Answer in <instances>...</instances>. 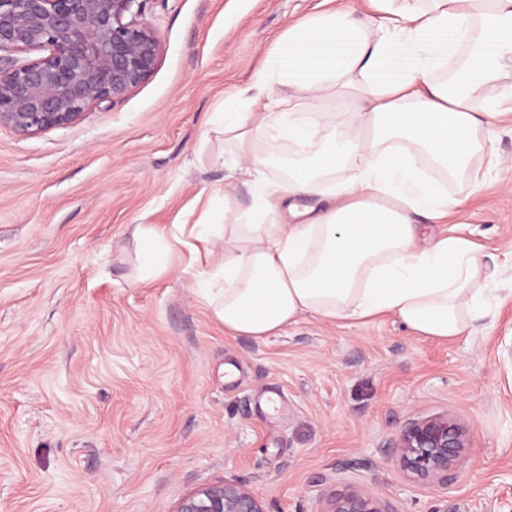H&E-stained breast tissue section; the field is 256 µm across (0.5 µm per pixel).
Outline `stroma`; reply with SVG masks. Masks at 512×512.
<instances>
[{"label":"stroma","instance_id":"obj_1","mask_svg":"<svg viewBox=\"0 0 512 512\" xmlns=\"http://www.w3.org/2000/svg\"><path fill=\"white\" fill-rule=\"evenodd\" d=\"M321 0H147L162 43L152 76L111 107L22 135L0 125V512H175L234 483L263 512H320L363 490L393 512H512V115L485 186L448 184L461 232L500 266L486 329L454 341L309 317L230 337L186 271L179 224L252 189L205 138ZM161 236L143 277L135 225ZM454 414L455 480L407 475L392 451L411 422Z\"/></svg>","mask_w":512,"mask_h":512}]
</instances>
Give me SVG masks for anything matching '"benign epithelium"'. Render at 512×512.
<instances>
[{"label": "benign epithelium", "mask_w": 512, "mask_h": 512, "mask_svg": "<svg viewBox=\"0 0 512 512\" xmlns=\"http://www.w3.org/2000/svg\"><path fill=\"white\" fill-rule=\"evenodd\" d=\"M146 0H0V124L22 135L76 121L86 110L111 105L154 72L162 51L157 33L141 20ZM47 50L19 64L10 52ZM464 448L456 419L415 421L395 452L400 466L428 483H448ZM176 512H263L245 488L202 487ZM322 512H392L353 491Z\"/></svg>", "instance_id": "7a95c632"}]
</instances>
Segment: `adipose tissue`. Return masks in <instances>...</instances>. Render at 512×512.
<instances>
[{
    "instance_id": "obj_1",
    "label": "adipose tissue",
    "mask_w": 512,
    "mask_h": 512,
    "mask_svg": "<svg viewBox=\"0 0 512 512\" xmlns=\"http://www.w3.org/2000/svg\"><path fill=\"white\" fill-rule=\"evenodd\" d=\"M289 32L255 80L224 100L216 127L256 165L254 204L204 209L191 236L198 294L225 335L264 339L307 317L366 324L392 315L416 335L474 333L493 274L470 240L430 232L459 212L444 186L482 181L497 101L512 97V0H367ZM346 105L343 120L299 112ZM297 147L284 178L260 171L264 141ZM319 198L323 207L311 206ZM291 223H284V216Z\"/></svg>"
}]
</instances>
